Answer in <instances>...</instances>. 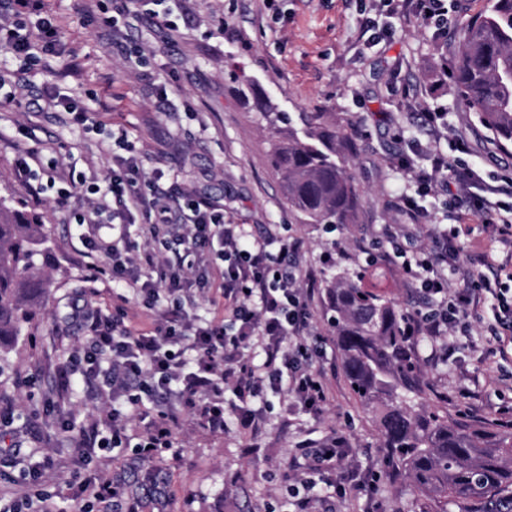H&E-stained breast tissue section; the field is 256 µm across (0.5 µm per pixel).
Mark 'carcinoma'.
I'll list each match as a JSON object with an SVG mask.
<instances>
[{"label":"carcinoma","instance_id":"obj_1","mask_svg":"<svg viewBox=\"0 0 512 512\" xmlns=\"http://www.w3.org/2000/svg\"><path fill=\"white\" fill-rule=\"evenodd\" d=\"M453 81L459 99L503 150L512 147V0L459 24ZM273 131L268 158L288 206L301 224H353L358 194L344 138L323 112L298 122L269 102L256 106ZM37 217L0 200V363L45 299L53 253ZM333 312L330 337L349 386L379 422L382 448L414 493L435 512H493L512 505V431L448 422L415 402L423 399L419 356L405 334L409 310L366 284V275L338 271L324 280Z\"/></svg>","mask_w":512,"mask_h":512}]
</instances>
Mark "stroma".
Returning a JSON list of instances; mask_svg holds the SVG:
<instances>
[{"label":"stroma","instance_id":"1","mask_svg":"<svg viewBox=\"0 0 512 512\" xmlns=\"http://www.w3.org/2000/svg\"><path fill=\"white\" fill-rule=\"evenodd\" d=\"M58 26L56 55L17 76L0 52V75L15 97L0 102V196L39 215L53 245L47 269V304L39 308L10 354L0 376V408L14 406L13 424L0 434V448L12 450L0 463V510L29 497L21 475L50 456L41 485L50 494L31 512H80L69 482L75 472L97 471L117 483L125 498L140 499L144 512H293L286 487L288 461L301 442L346 439L357 478L379 477L374 489L354 487L346 496L318 490L309 512H421L401 470L380 446L373 413L351 391L329 334L323 278L337 267L364 265L375 230L408 218L394 201L406 184V165L424 166L430 143L417 114L423 106L448 114V133L468 142L462 163L485 180L512 173V150L489 139L474 112L462 104L451 74L453 33L435 34L411 5L389 14L380 0H170L176 27L159 29L141 14L104 23L112 0H45ZM127 37L128 50L112 47ZM166 84L168 107L157 89ZM61 92L97 112V127L64 122L63 108L45 97ZM295 117L326 112L347 135L350 171L359 194L357 221L327 229L299 223L281 195L280 178L268 162L270 131L257 120L258 100ZM126 132L144 169L163 168L168 180L193 188L229 212L235 223L260 237L287 226L301 239V264L314 290L310 311L324 336L322 364L329 401L315 416L289 413L282 397L267 395V423L254 437L230 427L215 433L183 419L173 447L146 464L130 450L114 449L96 460L81 459L75 429L100 418L105 403L95 388L73 374L61 386L82 333L74 308L112 310V284L89 278L84 226L74 216L88 202L70 187V175L103 178L112 169L105 147ZM41 149L55 159L58 178L30 196L14 164L21 149ZM493 312L484 309L469 335L451 337L457 351L442 363L421 359L427 408L462 425L512 421V356L495 352L483 329ZM32 385H22L25 376Z\"/></svg>","mask_w":512,"mask_h":512}]
</instances>
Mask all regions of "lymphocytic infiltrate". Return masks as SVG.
<instances>
[{
    "instance_id": "lymphocytic-infiltrate-1",
    "label": "lymphocytic infiltrate",
    "mask_w": 512,
    "mask_h": 512,
    "mask_svg": "<svg viewBox=\"0 0 512 512\" xmlns=\"http://www.w3.org/2000/svg\"><path fill=\"white\" fill-rule=\"evenodd\" d=\"M14 21H0V47L12 59L29 62L35 48L51 50L58 28L44 13V0H10ZM112 173L91 181L87 193L111 197L112 218L121 224L144 217L143 243H113L107 258L89 251L91 278L105 277L120 298L137 304L152 320L143 328L125 311L84 320L83 345L71 362L81 365L87 382L111 396L105 426L90 424L80 432L82 456L131 448L150 460L169 451L183 415L214 432L230 423L258 432L265 423L262 401L267 393L283 392L290 408L319 414L328 402L327 387L317 363L320 346L310 341L309 289L295 255L297 240L279 234L255 237L234 223L221 206L188 190L163 186L161 168L144 172L142 160L127 136L115 141ZM468 144L457 138L448 149L430 148L427 164L407 168L408 181L419 190L462 194L467 212L495 227L494 240L505 257L490 260L478 252L461 261L451 242L458 227H445L419 205L414 195L399 197L398 208L413 225L425 227L428 249L415 250L413 235L396 224L383 225L384 257L400 263L417 286L421 307L414 311L410 333L427 336L431 354L448 360L445 337L468 332L485 304L493 306L486 326L494 338L512 336V179L490 184L473 169L457 165ZM218 253L207 254L212 239ZM172 244L169 256L159 248ZM206 263L211 279L197 287V265ZM108 372H101L102 364ZM238 399L224 407L225 391ZM139 431H132L131 421ZM345 440L334 437L301 447L292 463L295 476L288 494L299 512L311 502L310 490L324 483L341 491L350 475Z\"/></svg>"
}]
</instances>
